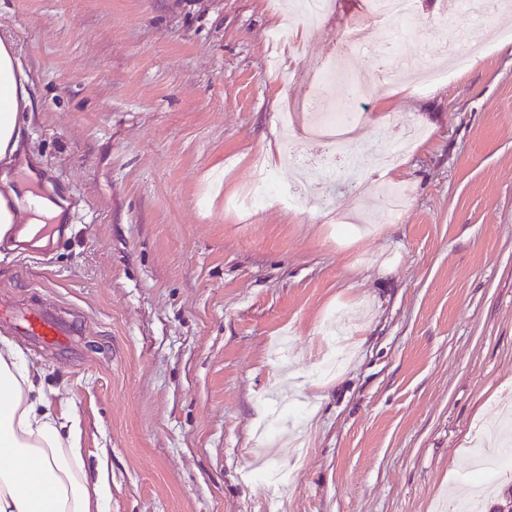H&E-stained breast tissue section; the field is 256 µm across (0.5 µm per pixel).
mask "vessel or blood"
<instances>
[{"mask_svg": "<svg viewBox=\"0 0 512 512\" xmlns=\"http://www.w3.org/2000/svg\"><path fill=\"white\" fill-rule=\"evenodd\" d=\"M1 326L13 335L41 347L68 345L77 334L73 321L60 318L47 309H16L7 303H0Z\"/></svg>", "mask_w": 512, "mask_h": 512, "instance_id": "obj_1", "label": "vessel or blood"}]
</instances>
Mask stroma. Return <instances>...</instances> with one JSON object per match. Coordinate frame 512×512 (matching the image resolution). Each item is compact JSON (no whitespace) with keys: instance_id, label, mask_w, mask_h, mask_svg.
<instances>
[{"instance_id":"1","label":"stroma","mask_w":512,"mask_h":512,"mask_svg":"<svg viewBox=\"0 0 512 512\" xmlns=\"http://www.w3.org/2000/svg\"><path fill=\"white\" fill-rule=\"evenodd\" d=\"M367 2L333 0L311 30L292 0H0L33 101L0 174L38 167L63 211L50 254L0 248V300L75 319L73 351L21 349L107 463L110 512H461L487 444L512 487L494 431L512 392V7L479 28L458 0H415L380 60L340 42ZM467 31L478 50L447 83L356 92L365 186L285 161L286 141L318 148L321 67L392 72ZM411 125L415 148L377 166ZM269 154L283 195L226 208ZM331 316L348 349L323 374Z\"/></svg>"}]
</instances>
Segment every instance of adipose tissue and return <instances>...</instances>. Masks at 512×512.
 Here are the masks:
<instances>
[{
  "label": "adipose tissue",
  "mask_w": 512,
  "mask_h": 512,
  "mask_svg": "<svg viewBox=\"0 0 512 512\" xmlns=\"http://www.w3.org/2000/svg\"><path fill=\"white\" fill-rule=\"evenodd\" d=\"M28 85L10 41L0 38V159L18 148ZM59 213L23 191L15 206L0 203V237L14 224H43ZM38 373L18 347H0V512H108L105 475H91L77 431L45 403Z\"/></svg>",
  "instance_id": "ef3b65f1"
}]
</instances>
